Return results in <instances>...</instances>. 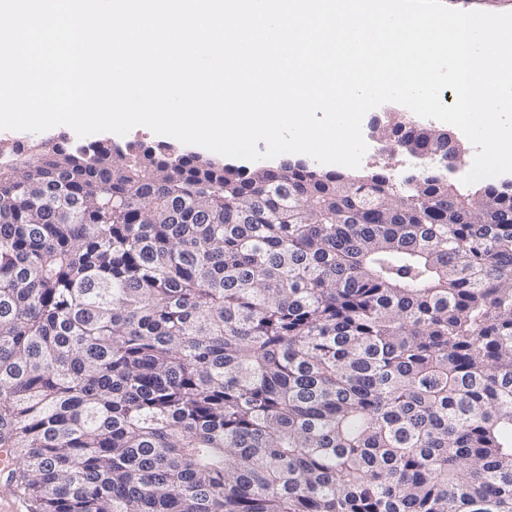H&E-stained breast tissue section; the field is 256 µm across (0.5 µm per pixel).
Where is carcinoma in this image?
Returning <instances> with one entry per match:
<instances>
[{
	"mask_svg": "<svg viewBox=\"0 0 512 512\" xmlns=\"http://www.w3.org/2000/svg\"><path fill=\"white\" fill-rule=\"evenodd\" d=\"M0 448L30 512H512V190L1 138Z\"/></svg>",
	"mask_w": 512,
	"mask_h": 512,
	"instance_id": "obj_1",
	"label": "carcinoma"
}]
</instances>
